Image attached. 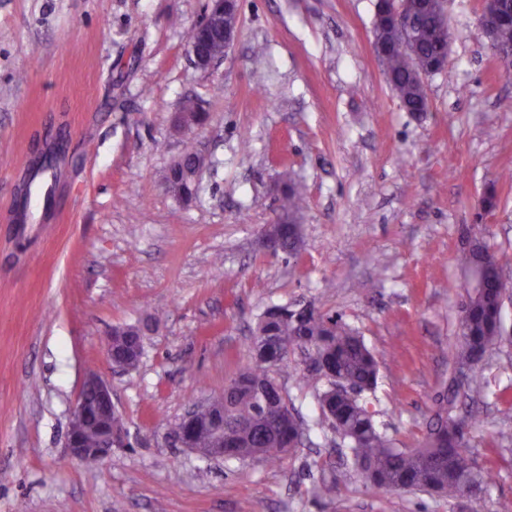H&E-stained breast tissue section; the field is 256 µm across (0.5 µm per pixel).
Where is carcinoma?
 <instances>
[{
    "label": "carcinoma",
    "mask_w": 512,
    "mask_h": 512,
    "mask_svg": "<svg viewBox=\"0 0 512 512\" xmlns=\"http://www.w3.org/2000/svg\"><path fill=\"white\" fill-rule=\"evenodd\" d=\"M374 35L389 46L384 68L396 97L413 112L429 108L426 89L416 78V66L419 61L441 63L448 54V25L433 12L422 14L415 17L408 37L377 14ZM497 44L512 52V0H502ZM181 158L189 170L180 173V179L188 186L190 167L203 163L193 139H187ZM303 204L302 189L292 181L285 182L272 253L295 255L300 251L297 218ZM498 262V255L479 238L461 255L463 266L484 265L494 282L491 290L469 299L460 318L458 342L448 354L453 369L467 368L470 379L478 377L487 351L501 338L499 297L502 289L512 290V282L497 273ZM156 321L158 318L152 317L142 325L112 329L113 347L133 356L135 349L143 348L144 336ZM302 347L314 348L335 377L357 389V394L345 395L332 381L319 395V406L324 422L348 443L352 467L365 485L454 499L464 496L472 483L485 484V475L474 470L468 460L466 420L452 415L460 389L455 380L438 394L436 423L422 443L415 448H397L377 430L369 402L360 397L377 382L374 353L356 332L333 317L312 308L291 310L286 305L271 306L262 313L248 364L224 385V429L233 437V444L224 447V457L261 459L274 467L300 446L303 425L287 423L280 416L284 402L274 394L271 372L287 366L288 353Z\"/></svg>",
    "instance_id": "obj_1"
}]
</instances>
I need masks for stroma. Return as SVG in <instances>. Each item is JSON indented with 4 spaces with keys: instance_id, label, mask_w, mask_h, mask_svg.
Segmentation results:
<instances>
[{
    "instance_id": "1",
    "label": "stroma",
    "mask_w": 512,
    "mask_h": 512,
    "mask_svg": "<svg viewBox=\"0 0 512 512\" xmlns=\"http://www.w3.org/2000/svg\"><path fill=\"white\" fill-rule=\"evenodd\" d=\"M375 0H238L237 38L203 70L187 33L208 0H0V512H501L512 506V301L477 380L469 461L480 498L318 487L343 442L322 424L326 379L276 381L303 444L277 468L212 459L171 433L249 361L258 317L311 304L378 355L365 398L377 429L416 447L448 384L464 297L463 235L512 278V72L479 26L482 0H444L447 64L430 110L404 111L372 49ZM205 112L197 195L167 188L174 116ZM54 153L55 200L14 222L30 162ZM300 183L299 254L258 235L281 176ZM494 192L497 207L483 212ZM160 314L136 368L103 338ZM112 387L127 435L96 466L64 446L87 368Z\"/></svg>"
}]
</instances>
